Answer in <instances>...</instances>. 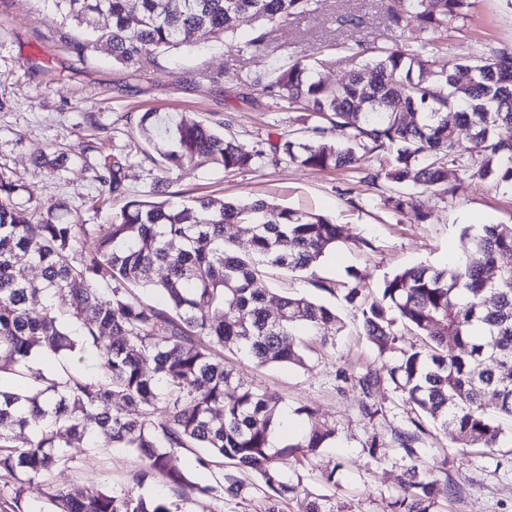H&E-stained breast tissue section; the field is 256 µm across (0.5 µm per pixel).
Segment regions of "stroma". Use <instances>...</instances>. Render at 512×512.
<instances>
[{
	"mask_svg": "<svg viewBox=\"0 0 512 512\" xmlns=\"http://www.w3.org/2000/svg\"><path fill=\"white\" fill-rule=\"evenodd\" d=\"M409 0H321L312 14L274 29L265 56L242 53L240 45L257 25L249 17L236 23L234 46L209 42L175 56H159L142 76L113 64L107 51L77 54L73 42L84 40L82 28L63 21L50 0H0V171L19 190L15 203L35 215L66 202L79 224H101L127 198L150 190L158 166L143 154L137 122L141 113H187L211 125L227 122L239 142L258 146L268 134L302 127L304 113L276 105L243 83L247 72L279 63L282 53L323 59L319 77L336 83L350 64L341 47L366 41L383 47L407 45L406 35L392 29L388 11H409ZM453 45L462 53L512 50V0H471L455 23ZM131 153L126 170L128 197L104 193L95 173L107 156ZM55 153L54 168H36L40 155ZM174 187L192 196L263 198L282 206L329 217L343 231V241L315 268L296 275L267 268L273 293L314 296L335 307L338 326L303 339L300 365L260 366L235 351H225L224 365L236 377L276 399L288 411L284 440H296L312 426L335 427L328 448L300 467L302 486L325 492L345 512H395L398 479L407 466L394 441L413 415L401 392L384 382L363 395L358 379L384 370L386 360L360 327V314L344 293L355 275L365 278L366 296L376 294L384 279L413 265H447L470 248L463 227L512 224V189L461 174L451 178L450 194L412 189L413 204L399 211L385 206L391 184L359 181L347 170H312L283 163L233 174L206 159L177 170ZM427 221H419V213ZM335 293H328V286ZM369 399L379 413L365 418L360 405ZM385 441L377 456L365 443L372 434ZM426 463L437 476L457 482L459 493L440 500L437 512H512V446L500 453L501 470L487 467L481 449L458 448L438 433L425 439ZM69 466L55 470L48 483L126 489L140 466L131 450L115 447L104 436L69 448ZM335 471L334 487L321 476ZM45 484L26 485L15 495L12 479L0 480V512H53Z\"/></svg>",
	"mask_w": 512,
	"mask_h": 512,
	"instance_id": "stroma-1",
	"label": "stroma"
}]
</instances>
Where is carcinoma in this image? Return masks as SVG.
Segmentation results:
<instances>
[{
  "label": "carcinoma",
  "instance_id": "1",
  "mask_svg": "<svg viewBox=\"0 0 512 512\" xmlns=\"http://www.w3.org/2000/svg\"><path fill=\"white\" fill-rule=\"evenodd\" d=\"M88 31L78 53L104 48L138 74L155 55L201 41L233 36L236 20L249 14L261 31L242 51L266 50V28L309 15L318 0H51ZM470 0H413L403 17L387 14L389 26L428 31L439 42L415 49L357 42L345 46L355 68L334 85L315 77L322 60L311 55L246 77L273 101L307 113L310 134L294 130L249 148L230 132L182 114L163 120L156 112L138 119L139 134L159 165L154 192L160 200H130L105 224H71L54 217L33 220L13 201L18 185L0 172V374L24 377L37 357L63 361V375L42 388L0 385V477L23 483L45 480L70 463L64 448L93 433L129 448L142 461L133 478L141 487L161 476L188 486L200 506L217 491L237 497L242 472L259 477L264 512H285L300 493L288 471L316 455L335 436L332 427L311 429L281 448L270 447L278 427L277 403L244 383L232 385L223 350H236L259 366L301 364L297 336L319 334L338 321L331 307L301 295H282L278 316L266 306L264 269L306 273L342 240L341 228L321 214L264 199L225 202L187 199L172 190L171 174L205 158L233 173L285 160L310 169H343L368 157L382 158L387 180L426 191L448 192L449 174L512 183V140L496 137L512 127V52L488 56L448 51L454 22ZM456 110L449 124L447 112ZM468 130L460 141L456 128ZM330 130L336 140L320 135ZM130 156L114 154L100 165L98 180L112 196L126 194ZM253 227L251 251L238 252L224 225ZM471 234L469 252L453 265L407 267L383 282L379 296L363 294L359 275L344 299L358 308L365 336L379 355L404 341L400 329L424 338L399 348L387 374L417 411L395 441L410 465L394 502L395 512H434L455 486L435 477L423 459V417L461 448L494 449L506 442L500 423L512 420V267L489 271L512 253V224H484ZM94 239L90 252L79 249ZM40 277L27 276L28 268ZM165 269L159 281L155 268ZM137 289H155L166 308L140 300ZM40 294L51 303L37 308ZM99 361L98 374H83L82 354ZM152 363L151 371L144 369ZM236 395L226 400V390ZM496 400L499 417L484 413L482 400ZM222 411L216 416V411ZM204 448L197 466L223 459L232 471L214 485H201L176 464V453ZM55 512H170L166 503L128 489L48 486ZM304 512H342L328 495L306 493Z\"/></svg>",
  "mask_w": 512,
  "mask_h": 512
}]
</instances>
